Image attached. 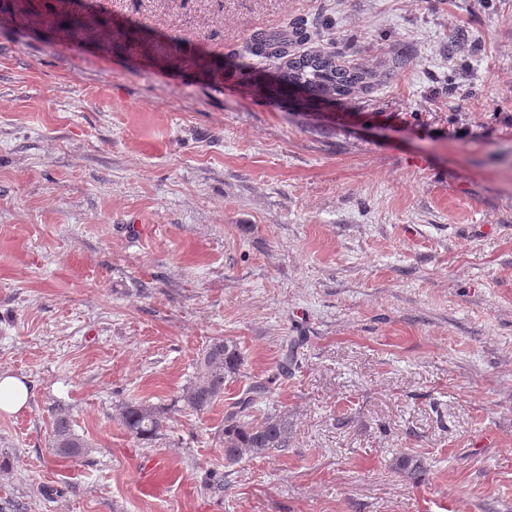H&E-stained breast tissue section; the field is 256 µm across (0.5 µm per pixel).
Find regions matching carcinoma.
Segmentation results:
<instances>
[{"mask_svg": "<svg viewBox=\"0 0 512 512\" xmlns=\"http://www.w3.org/2000/svg\"><path fill=\"white\" fill-rule=\"evenodd\" d=\"M311 41L312 33L304 19L280 32L258 31L250 38L253 56L279 63L276 79L265 84L269 95H281L294 87L316 98L336 100L366 94L372 89L376 72L357 64L342 65L333 51H296L297 46ZM242 365L243 357L235 343L222 339L212 342L203 351L193 380L182 389L176 403L192 414L207 412L224 394V382L238 375ZM272 384L271 378L254 381L226 409L221 432L224 467L237 465L247 457L288 449V416L271 412L260 420L255 418V407L270 392ZM121 415L127 431L143 442L161 434L169 421L167 410L136 403L124 405ZM50 447L62 458L79 457L87 448L85 440L75 432L69 414L62 410L53 415ZM396 468L406 479L414 480L422 464L403 455L397 459Z\"/></svg>", "mask_w": 512, "mask_h": 512, "instance_id": "carcinoma-1", "label": "carcinoma"}]
</instances>
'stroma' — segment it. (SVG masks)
<instances>
[{
	"label": "stroma",
	"instance_id": "35a3bbf8",
	"mask_svg": "<svg viewBox=\"0 0 512 512\" xmlns=\"http://www.w3.org/2000/svg\"><path fill=\"white\" fill-rule=\"evenodd\" d=\"M299 17L392 79L262 95L250 36ZM218 338L222 397L137 441L122 406L170 405ZM290 340L258 407L287 450L225 467ZM2 373L25 512H512V0H0ZM30 390L28 385L19 378L0 374V413H16L28 403ZM274 377L256 380L224 413L221 443L224 445V465L233 467L246 457L263 455L288 448L290 427L288 417L268 413L255 418V407L273 384ZM50 447L55 455L62 458L82 456L88 447L85 440L75 432L69 414L57 410L53 415Z\"/></svg>",
	"mask_w": 512,
	"mask_h": 512
}]
</instances>
